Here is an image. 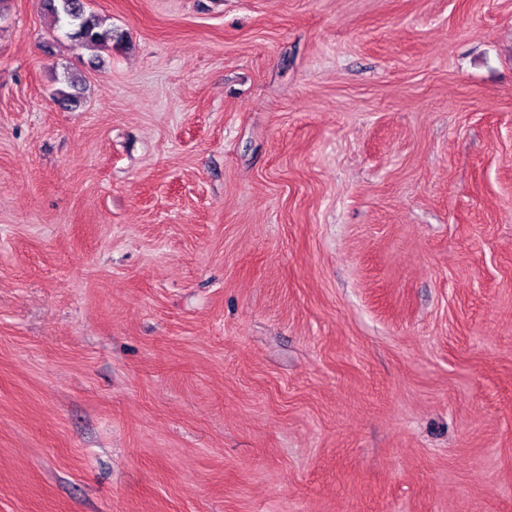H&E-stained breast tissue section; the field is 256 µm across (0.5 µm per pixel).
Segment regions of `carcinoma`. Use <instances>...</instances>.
<instances>
[{
  "instance_id": "cac0c4a2",
  "label": "carcinoma",
  "mask_w": 512,
  "mask_h": 512,
  "mask_svg": "<svg viewBox=\"0 0 512 512\" xmlns=\"http://www.w3.org/2000/svg\"><path fill=\"white\" fill-rule=\"evenodd\" d=\"M42 9L71 40L81 46L99 47L112 43V26L99 15L87 10L84 0H40Z\"/></svg>"
}]
</instances>
